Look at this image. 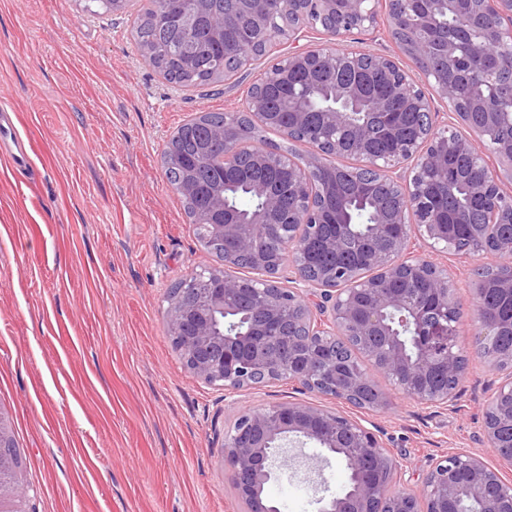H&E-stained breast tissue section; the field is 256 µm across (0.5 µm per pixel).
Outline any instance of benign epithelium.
Returning <instances> with one entry per match:
<instances>
[{
  "instance_id": "benign-epithelium-1",
  "label": "benign epithelium",
  "mask_w": 512,
  "mask_h": 512,
  "mask_svg": "<svg viewBox=\"0 0 512 512\" xmlns=\"http://www.w3.org/2000/svg\"><path fill=\"white\" fill-rule=\"evenodd\" d=\"M271 0H240L257 24L267 22ZM288 15V40H299L301 34L316 30L327 36V43L317 48L299 49L279 57L286 62L283 75L303 70L313 55L336 59L343 53L356 65L363 62L391 76L396 93L405 97L406 105L421 115H431V99L417 86L416 76L428 83L437 97L450 107L463 123H468L467 108L459 106L454 87L448 77L431 69L414 74L395 57L382 52L351 47L333 48L353 31H367L385 17V27L402 53L412 61L426 58L430 45L421 39L404 40L400 35L403 6L407 0H276ZM460 14L480 12L481 28L466 43L450 40L440 47L439 55L448 68L457 65L461 54L479 61L491 72L499 66H512V54L487 58L491 47L503 46L512 39V0H434L432 8L415 19L423 31H432L441 8ZM332 105L324 108V126L350 132L349 142L338 139L318 146L312 152L292 156L283 151L259 150L252 156L258 167L288 165L295 175L297 207L288 224V236L272 249L256 257L257 287L251 317L280 318L288 312L285 339L288 354L266 347L252 333L230 334L218 327V316L228 311V303L237 295L239 277L227 272L235 252L225 255L224 267L212 268L202 275L206 288H180L165 312V325L176 350L186 357V368L203 382L224 388V395L234 394L255 385L259 377L274 381L291 377L303 388L322 397L336 399L354 407L384 410L392 402L374 381L380 374L393 381L408 398L439 409H448L456 393L439 390L428 382L431 373L447 376L461 373L463 359L460 347L452 341L455 324L461 317L460 305L453 295L448 270L432 257L448 252L453 242L448 236L447 221L440 218L421 188L425 174L447 177L448 154L462 151L473 163L469 181L471 196L487 203V221L473 233L469 246L474 253L483 251L484 241L493 235L498 224H512V197L499 187L500 177L512 178V137L498 135V113L491 111L490 98L474 103L486 111V121L470 127L464 136L446 124L429 123L419 135L405 142L394 154L381 155L370 146L373 124L385 112L387 102L363 96L354 84H341L328 91ZM263 101L255 89L248 90L243 110L259 112ZM360 120L352 121L354 113ZM493 151L500 159L502 171L490 170L484 150ZM350 153L359 168L384 179L389 190L400 201L388 216L378 213L376 224L365 238L377 241V229L383 224L398 228L383 249L375 244L368 261L379 270L383 280L362 278L353 265H336L311 278L305 270L309 238L320 222L321 206L316 191L311 189L312 175L322 165L326 152ZM252 192L263 200L260 208L247 215L230 210L221 192L213 193L210 217L201 225L205 234L221 240L230 239L240 249L251 248V236L260 224H275L276 200L268 188L256 183ZM336 225L337 236L325 247L336 250L338 241L352 233L348 211L338 207L329 212ZM429 242L431 252L415 248L414 238ZM495 253L498 266L506 269L498 288L512 296V240L499 241ZM288 269V282L293 289L278 286L280 271ZM426 277L436 285L431 312L411 293H392L383 282L396 278ZM396 311L408 315L405 336L391 324ZM326 336H356L364 341L382 339L384 352L369 348L371 362L359 370L348 360L329 352ZM240 429L224 438V472L247 504V512H278L274 505L263 504V492L274 476V463L285 459V448L293 443L312 444L335 455L348 472L344 493L318 499V512H440L443 503L459 504L473 500L478 512H512V481L502 471L488 465L480 457L467 452H454L435 465L422 489L389 494L381 476L393 478L395 463L383 444L360 421L338 410H328L310 402L285 401L259 410H248L239 416ZM512 426V378H508L488 400L484 410V435L493 452H498L501 428ZM12 419L0 410V472H9L11 481L0 487V508L7 501L24 502L30 498L9 448L13 447Z\"/></svg>"
}]
</instances>
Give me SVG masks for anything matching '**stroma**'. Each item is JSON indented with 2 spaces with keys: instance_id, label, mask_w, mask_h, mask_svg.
Wrapping results in <instances>:
<instances>
[{
  "instance_id": "stroma-1",
  "label": "stroma",
  "mask_w": 512,
  "mask_h": 512,
  "mask_svg": "<svg viewBox=\"0 0 512 512\" xmlns=\"http://www.w3.org/2000/svg\"><path fill=\"white\" fill-rule=\"evenodd\" d=\"M132 20L81 0H0V109L37 144L38 188L0 167V406L13 415L36 512H245L224 476V437L244 410L310 402L291 382L233 397L182 363L164 325L167 293L219 267L165 175L177 127L242 107L269 57L215 91L168 83L138 50ZM463 307L467 374L454 407L418 403L377 376L392 406L328 399L361 420L397 464L390 491L420 487L441 456L500 459L482 432L504 371L485 361L472 316V272L494 253L437 255ZM302 484L266 486L280 512H316L342 493L344 467L298 449Z\"/></svg>"
}]
</instances>
